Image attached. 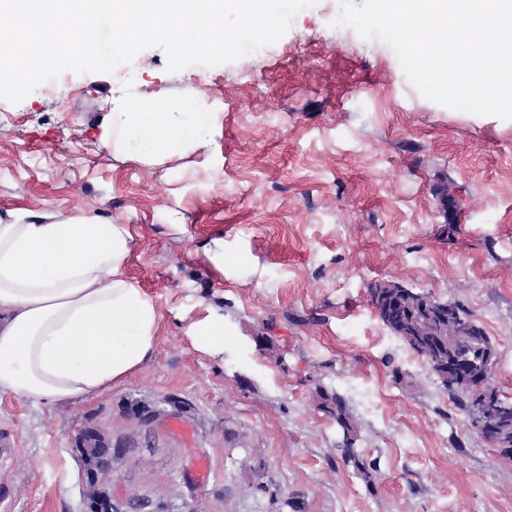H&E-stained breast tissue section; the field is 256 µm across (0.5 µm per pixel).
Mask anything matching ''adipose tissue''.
<instances>
[{
	"label": "adipose tissue",
	"mask_w": 512,
	"mask_h": 512,
	"mask_svg": "<svg viewBox=\"0 0 512 512\" xmlns=\"http://www.w3.org/2000/svg\"><path fill=\"white\" fill-rule=\"evenodd\" d=\"M209 109L193 86L129 100L108 113L99 144L161 166L208 147ZM131 242L128 225L92 216L0 220V393L84 401L146 365L161 315L128 278Z\"/></svg>",
	"instance_id": "obj_1"
}]
</instances>
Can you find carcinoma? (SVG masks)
I'll list each match as a JSON object with an SVG mask.
<instances>
[{
    "label": "carcinoma",
    "mask_w": 512,
    "mask_h": 512,
    "mask_svg": "<svg viewBox=\"0 0 512 512\" xmlns=\"http://www.w3.org/2000/svg\"><path fill=\"white\" fill-rule=\"evenodd\" d=\"M398 296L397 313L380 314L382 324L422 359L437 387L448 394V399L467 418H472V387L480 384L491 397V411L484 413L488 427L479 434L495 442L506 439L507 448L499 451L501 457L512 460V397L504 395L492 383V376H480L479 359L482 350L495 347L483 324L472 318L460 304L437 299L432 293L409 288L395 289ZM457 356L466 361L469 371L458 377L448 374L441 361ZM315 401L328 414L342 433L341 457L350 464L366 483L374 481L376 467L357 451L360 429L345 399L323 386L315 389ZM106 444L88 438L81 448L85 467L99 469Z\"/></svg>",
    "instance_id": "obj_1"
}]
</instances>
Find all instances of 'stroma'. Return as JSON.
Instances as JSON below:
<instances>
[{
    "label": "stroma",
    "mask_w": 512,
    "mask_h": 512,
    "mask_svg": "<svg viewBox=\"0 0 512 512\" xmlns=\"http://www.w3.org/2000/svg\"><path fill=\"white\" fill-rule=\"evenodd\" d=\"M337 13V0L300 11L257 58L170 73L151 48L112 74H64L55 96L0 100V217L129 225L128 275L161 315L150 361L109 392L39 405L0 394V431L18 436L0 461L10 512H86L94 489L126 512H512V462L367 294L390 280L459 303L494 341L493 382L512 396V120L427 100L387 44L331 27ZM200 82L209 151L154 167L100 149L116 100ZM215 313L218 351L194 334ZM319 385L360 422L374 486L342 461ZM142 406L165 416L141 423ZM88 425L122 447L111 475L85 470Z\"/></svg>",
    "instance_id": "obj_1"
}]
</instances>
